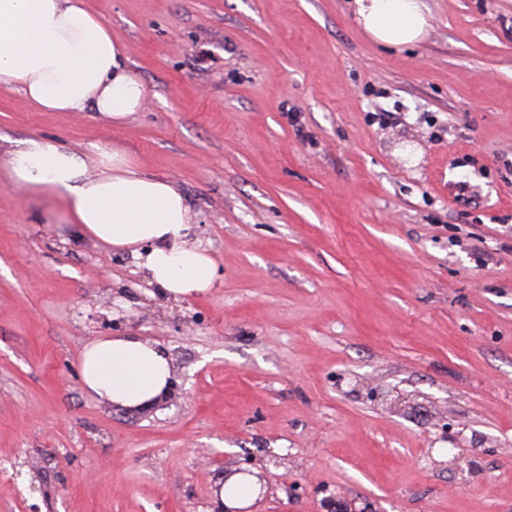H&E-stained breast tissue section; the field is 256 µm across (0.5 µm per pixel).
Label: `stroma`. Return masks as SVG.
I'll list each match as a JSON object with an SVG mask.
<instances>
[{
	"label": "stroma",
	"mask_w": 512,
	"mask_h": 512,
	"mask_svg": "<svg viewBox=\"0 0 512 512\" xmlns=\"http://www.w3.org/2000/svg\"><path fill=\"white\" fill-rule=\"evenodd\" d=\"M374 42L350 0H87L147 90L124 123L0 89V512H512V0H426ZM39 138L172 178L216 284L152 294L13 185ZM104 336L169 354L176 400L88 394ZM238 474H247L250 476H239ZM227 480H229L227 484L219 483L214 490L215 510H222L224 508V512L253 511L250 508L244 507L250 506L252 501L259 495L260 486L262 490L265 488V485L262 483L263 476L260 473H255L251 469L243 468L237 464L233 466L225 465L224 482ZM224 504L227 507L224 506Z\"/></svg>",
	"instance_id": "obj_1"
}]
</instances>
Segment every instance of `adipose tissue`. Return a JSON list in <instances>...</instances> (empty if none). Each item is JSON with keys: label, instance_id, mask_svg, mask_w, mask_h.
<instances>
[{"label": "adipose tissue", "instance_id": "ef3b65f1", "mask_svg": "<svg viewBox=\"0 0 512 512\" xmlns=\"http://www.w3.org/2000/svg\"><path fill=\"white\" fill-rule=\"evenodd\" d=\"M426 11L424 0H354L365 33L390 47L421 41ZM0 88L20 92L44 112L91 110L115 121L141 111L146 100L122 45L84 0H0ZM7 163L15 186L64 204L76 237L130 251L160 296L178 299L212 287L215 262L194 240L173 180L143 173L116 151L87 155L42 140L26 141ZM79 378L97 399L147 411L167 394L171 364L159 344L101 337L85 346ZM259 493L255 477L238 475L216 487L214 504L217 512H240Z\"/></svg>", "mask_w": 512, "mask_h": 512}]
</instances>
